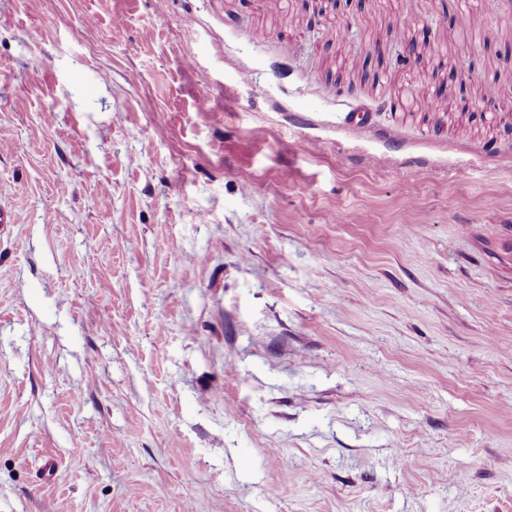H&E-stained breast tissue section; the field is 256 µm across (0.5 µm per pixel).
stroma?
<instances>
[{
	"label": "stroma",
	"mask_w": 512,
	"mask_h": 512,
	"mask_svg": "<svg viewBox=\"0 0 512 512\" xmlns=\"http://www.w3.org/2000/svg\"><path fill=\"white\" fill-rule=\"evenodd\" d=\"M1 203L0 512H512V0H0Z\"/></svg>",
	"instance_id": "1"
}]
</instances>
